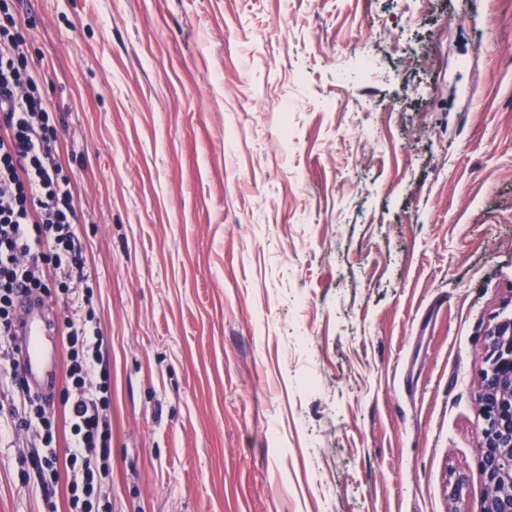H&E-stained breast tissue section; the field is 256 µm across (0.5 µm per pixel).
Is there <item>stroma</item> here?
<instances>
[{"label":"stroma","instance_id":"35a3bbf8","mask_svg":"<svg viewBox=\"0 0 512 512\" xmlns=\"http://www.w3.org/2000/svg\"><path fill=\"white\" fill-rule=\"evenodd\" d=\"M112 381L111 512H484L512 0H23ZM0 429V512H41Z\"/></svg>","mask_w":512,"mask_h":512}]
</instances>
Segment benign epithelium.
Segmentation results:
<instances>
[{"label": "benign epithelium", "instance_id": "obj_1", "mask_svg": "<svg viewBox=\"0 0 512 512\" xmlns=\"http://www.w3.org/2000/svg\"><path fill=\"white\" fill-rule=\"evenodd\" d=\"M484 367L477 380L476 404L482 424L476 447L477 467L486 490L484 512H512V318L487 328ZM468 481L455 473L448 498L457 500Z\"/></svg>", "mask_w": 512, "mask_h": 512}]
</instances>
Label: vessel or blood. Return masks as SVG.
<instances>
[{
    "instance_id": "b4317fda",
    "label": "vessel or blood",
    "mask_w": 512,
    "mask_h": 512,
    "mask_svg": "<svg viewBox=\"0 0 512 512\" xmlns=\"http://www.w3.org/2000/svg\"><path fill=\"white\" fill-rule=\"evenodd\" d=\"M16 303L25 315L24 321L20 324L24 346L22 365L29 381L41 389L46 382L56 377L57 355L47 351L44 346L43 337L47 326L40 305L22 291L18 292Z\"/></svg>"
}]
</instances>
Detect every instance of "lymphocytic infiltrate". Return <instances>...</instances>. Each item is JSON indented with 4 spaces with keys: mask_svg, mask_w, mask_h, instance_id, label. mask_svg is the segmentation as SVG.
I'll use <instances>...</instances> for the list:
<instances>
[{
    "mask_svg": "<svg viewBox=\"0 0 512 512\" xmlns=\"http://www.w3.org/2000/svg\"><path fill=\"white\" fill-rule=\"evenodd\" d=\"M16 9L17 0H0V361L10 365L0 389L20 394L11 418L35 444L18 464L22 476L36 474L46 512H58L52 496L62 481L68 512H99L101 487L112 476L111 376L102 363L93 281L75 232L71 180L59 161L57 129ZM20 287L67 307L61 335L69 387L60 401L32 391L22 370L14 316ZM62 419L70 428L64 446Z\"/></svg>",
    "mask_w": 512,
    "mask_h": 512,
    "instance_id": "obj_1",
    "label": "lymphocytic infiltrate"
}]
</instances>
